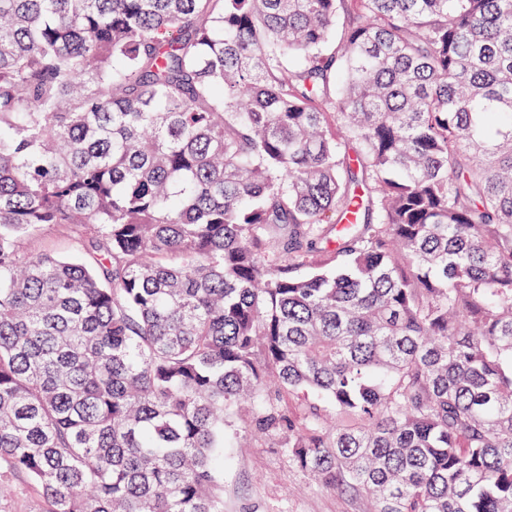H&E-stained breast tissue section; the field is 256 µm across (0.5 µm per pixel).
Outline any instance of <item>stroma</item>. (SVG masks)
<instances>
[{
  "label": "stroma",
  "mask_w": 512,
  "mask_h": 512,
  "mask_svg": "<svg viewBox=\"0 0 512 512\" xmlns=\"http://www.w3.org/2000/svg\"><path fill=\"white\" fill-rule=\"evenodd\" d=\"M247 424L240 412L226 430L224 512H366L364 500L324 488L273 442H240Z\"/></svg>",
  "instance_id": "stroma-1"
}]
</instances>
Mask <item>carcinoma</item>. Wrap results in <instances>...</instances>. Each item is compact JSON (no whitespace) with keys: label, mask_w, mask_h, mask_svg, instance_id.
<instances>
[{"label":"carcinoma","mask_w":512,"mask_h":512,"mask_svg":"<svg viewBox=\"0 0 512 512\" xmlns=\"http://www.w3.org/2000/svg\"><path fill=\"white\" fill-rule=\"evenodd\" d=\"M244 408L372 512H512V0H0V466L224 512Z\"/></svg>","instance_id":"cac0c4a2"}]
</instances>
